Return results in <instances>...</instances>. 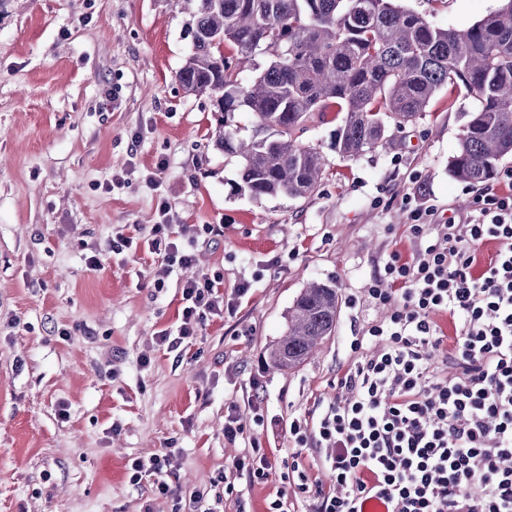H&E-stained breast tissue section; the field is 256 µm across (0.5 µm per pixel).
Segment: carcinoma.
<instances>
[{
    "label": "carcinoma",
    "instance_id": "carcinoma-1",
    "mask_svg": "<svg viewBox=\"0 0 512 512\" xmlns=\"http://www.w3.org/2000/svg\"><path fill=\"white\" fill-rule=\"evenodd\" d=\"M191 51L176 78L205 96L214 146L241 159L231 191L255 199L307 198L324 155L298 140L316 113L341 115L336 153L354 159L393 146L390 130L415 121L443 90L477 101L449 172L478 185L512 156V0L464 29L442 28L396 0H192ZM246 112L252 135L230 118ZM334 282L309 283L288 311V331L268 348L290 370L336 331Z\"/></svg>",
    "mask_w": 512,
    "mask_h": 512
}]
</instances>
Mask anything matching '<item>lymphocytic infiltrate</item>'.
Listing matches in <instances>:
<instances>
[{
	"mask_svg": "<svg viewBox=\"0 0 512 512\" xmlns=\"http://www.w3.org/2000/svg\"><path fill=\"white\" fill-rule=\"evenodd\" d=\"M478 220L433 224L430 208L411 211V235L423 241L412 261L391 256L368 301L388 307L381 322L353 337L359 359L338 380L342 398L316 416L292 419L300 448L328 447L332 475L317 490L316 512H512V192L476 198ZM495 242L489 259L478 248ZM143 244L167 266L194 265V240L172 225L118 236L113 252ZM221 277L181 284L177 348L212 317L234 310L241 282L225 299ZM460 320L456 335L436 321Z\"/></svg>",
	"mask_w": 512,
	"mask_h": 512,
	"instance_id": "1",
	"label": "lymphocytic infiltrate"
}]
</instances>
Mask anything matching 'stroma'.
<instances>
[{
  "label": "stroma",
  "mask_w": 512,
  "mask_h": 512,
  "mask_svg": "<svg viewBox=\"0 0 512 512\" xmlns=\"http://www.w3.org/2000/svg\"><path fill=\"white\" fill-rule=\"evenodd\" d=\"M400 4L464 28L499 0ZM190 12L184 0H0V512H176L200 492L219 512H267L279 494L290 512H314L313 494L280 474L296 460L328 483L323 451L294 453L289 422L341 398L352 336L386 314L367 288L392 254L421 249L412 205L433 206L437 224L476 216V186L448 171L476 107L462 90L395 130V149L354 160L331 149L337 119L325 112L300 136L328 160L313 195L231 194L240 161L214 147L208 99L176 80ZM163 219L196 237L194 267L113 253L117 236ZM191 274L222 277L228 298L240 281L251 288L171 351L155 334L179 326ZM330 279L334 335L299 367L269 370L266 350L301 290ZM232 404L244 425L233 443ZM169 448L171 495L131 482L130 459ZM254 448L275 462L266 478L233 468ZM222 475L233 491L218 501Z\"/></svg>",
  "instance_id": "stroma-1"
}]
</instances>
